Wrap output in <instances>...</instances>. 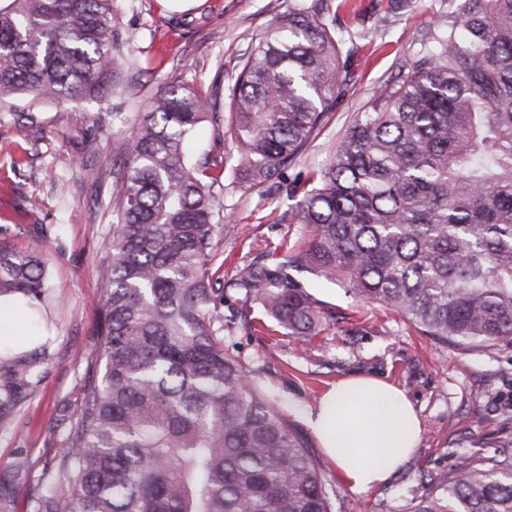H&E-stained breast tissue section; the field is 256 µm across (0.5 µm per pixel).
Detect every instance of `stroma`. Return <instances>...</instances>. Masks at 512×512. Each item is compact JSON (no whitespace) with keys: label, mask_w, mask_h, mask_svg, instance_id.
Here are the masks:
<instances>
[{"label":"stroma","mask_w":512,"mask_h":512,"mask_svg":"<svg viewBox=\"0 0 512 512\" xmlns=\"http://www.w3.org/2000/svg\"><path fill=\"white\" fill-rule=\"evenodd\" d=\"M458 2L414 0L407 12L390 19L386 0H356L361 15L351 25L363 35L356 41L351 79L283 182L255 186L237 179L233 168L224 170L219 250L225 278L256 256L306 235L305 225L282 220L291 205L287 182L308 178L328 162L337 139L375 91L417 57L422 35L444 26ZM118 4L119 33L151 72L133 94L113 98V114L90 98L64 104L19 100L0 108V235L21 250L40 242L53 287L47 308L51 359L33 394L0 424V512H33L52 466L68 450L99 322L93 300L101 288L98 268L112 228L108 194L123 171L134 127L164 87L180 77L219 115L195 130L189 153L233 156L230 80L274 19L298 0H191L183 8L171 0ZM21 112L34 113L35 124L19 126ZM300 279L314 285L309 274ZM314 287L315 296L342 314V321L308 344L237 323L224 339L225 350L255 368L258 386L300 432H307L303 416L328 385L354 374L399 386L422 422L414 455L387 484L361 494L340 481L320 445H313L333 512H405L423 478L451 471L461 456L490 455L512 442V344H440L340 285Z\"/></svg>","instance_id":"1"}]
</instances>
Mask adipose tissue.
I'll return each mask as SVG.
<instances>
[{
	"label": "adipose tissue",
	"mask_w": 512,
	"mask_h": 512,
	"mask_svg": "<svg viewBox=\"0 0 512 512\" xmlns=\"http://www.w3.org/2000/svg\"><path fill=\"white\" fill-rule=\"evenodd\" d=\"M304 420L340 480L356 493L387 482L418 448L422 431L405 392L375 376L340 379Z\"/></svg>",
	"instance_id": "adipose-tissue-1"
}]
</instances>
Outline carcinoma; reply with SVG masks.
Here are the masks:
<instances>
[{
	"instance_id": "cac0c4a2",
	"label": "carcinoma",
	"mask_w": 512,
	"mask_h": 512,
	"mask_svg": "<svg viewBox=\"0 0 512 512\" xmlns=\"http://www.w3.org/2000/svg\"><path fill=\"white\" fill-rule=\"evenodd\" d=\"M313 0L277 17L228 89L234 172L280 176L350 80L340 14ZM118 0H0V105L132 93ZM207 101L171 81L135 127L99 269L98 358L87 369L69 451L37 512H332L307 439L224 351L235 319L307 343L336 322L295 277L339 283L435 342L512 343V0H461L445 28L336 141L328 164L287 185L282 220L302 243L237 270L224 295L214 187L224 157L184 143ZM41 314L42 251L0 240V296ZM236 303L224 324V300ZM48 346L0 349V422L35 390ZM407 512H512V447L467 456L423 483Z\"/></svg>"
}]
</instances>
